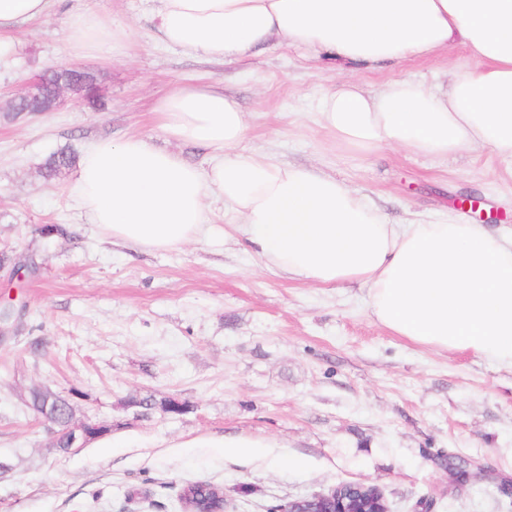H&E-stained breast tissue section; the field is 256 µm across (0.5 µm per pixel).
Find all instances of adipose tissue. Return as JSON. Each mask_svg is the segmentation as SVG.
Returning a JSON list of instances; mask_svg holds the SVG:
<instances>
[{"mask_svg":"<svg viewBox=\"0 0 512 512\" xmlns=\"http://www.w3.org/2000/svg\"><path fill=\"white\" fill-rule=\"evenodd\" d=\"M53 4L0 0V69L14 62L15 31ZM157 29L168 45L224 61L276 39L374 65L436 58L459 39L475 70H454L443 88L398 81L372 94L339 82L318 102L320 124L364 149L445 157L487 147L512 159V0H160ZM124 35L91 7L70 18L65 43L99 55ZM154 111L165 134L217 156L202 170L138 136L93 143L74 190L113 239L179 247L201 234L207 199H221L266 266L306 283L360 284L370 316L392 334L512 369V231L391 224L333 176L239 152L244 114L213 87L177 86Z\"/></svg>","mask_w":512,"mask_h":512,"instance_id":"1","label":"adipose tissue"}]
</instances>
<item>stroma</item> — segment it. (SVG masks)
<instances>
[{
  "mask_svg": "<svg viewBox=\"0 0 512 512\" xmlns=\"http://www.w3.org/2000/svg\"><path fill=\"white\" fill-rule=\"evenodd\" d=\"M86 0H57L49 18L17 33L16 62L0 74V254L34 269L0 268V512H181L183 484L224 490L227 512L378 485L389 512H512V370L469 353L438 352L393 335L355 285L315 286L267 269L228 231L210 200L203 232L169 250L141 249L92 224L73 191L76 170L46 180L41 165L64 147L84 153L101 138L137 135L208 168L211 148L185 145L158 127L153 107L189 82L215 85L239 103V149L281 165H311L367 198L394 224L448 219L512 228V163L492 151L445 159L388 144L362 150L325 133L315 105L338 72L366 90L408 80L445 83L473 67L454 43L437 59L376 69L306 57L270 43L232 61L165 45L159 0H97L125 38L105 56L69 53L64 28ZM91 71L103 112L64 101L20 118L11 98L50 66ZM481 200V214L457 198ZM58 225L62 234L42 236ZM78 390V411L111 430L106 444L68 454L54 426L21 400L31 388ZM150 397L191 404L183 415L145 409ZM263 440L252 454L216 440ZM468 460L455 483L449 457Z\"/></svg>",
  "mask_w": 512,
  "mask_h": 512,
  "instance_id": "stroma-1",
  "label": "stroma"
}]
</instances>
